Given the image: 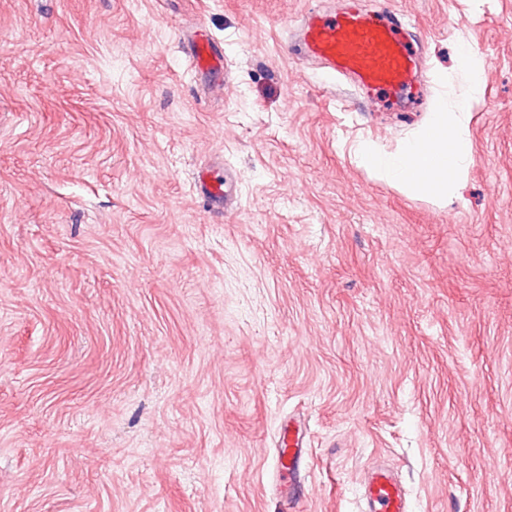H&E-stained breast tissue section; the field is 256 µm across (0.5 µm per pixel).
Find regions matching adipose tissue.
Listing matches in <instances>:
<instances>
[{"label": "adipose tissue", "instance_id": "adipose-tissue-1", "mask_svg": "<svg viewBox=\"0 0 512 512\" xmlns=\"http://www.w3.org/2000/svg\"><path fill=\"white\" fill-rule=\"evenodd\" d=\"M469 115L440 107L430 113L415 138L397 154L376 144H358L355 154L366 169L401 187L436 197H447L448 184L469 164Z\"/></svg>", "mask_w": 512, "mask_h": 512}]
</instances>
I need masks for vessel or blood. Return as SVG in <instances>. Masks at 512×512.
Listing matches in <instances>:
<instances>
[{"mask_svg":"<svg viewBox=\"0 0 512 512\" xmlns=\"http://www.w3.org/2000/svg\"><path fill=\"white\" fill-rule=\"evenodd\" d=\"M300 58L320 63L334 75L353 80L371 99L399 97L416 82L423 68L407 26L396 14L379 15L349 0L340 10L312 11L298 28ZM183 49L199 69L225 71L228 61L223 50L203 30H195ZM195 187L214 209H225L231 190L220 175L199 174ZM280 454L283 485L287 495H295L294 479L299 468V443L285 436ZM366 512H408L402 485L390 470L374 467L365 485Z\"/></svg>","mask_w":512,"mask_h":512,"instance_id":"obj_1","label":"vessel or blood"}]
</instances>
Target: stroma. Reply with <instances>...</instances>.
I'll use <instances>...</instances> for the list:
<instances>
[{
    "label": "stroma",
    "instance_id": "1",
    "mask_svg": "<svg viewBox=\"0 0 512 512\" xmlns=\"http://www.w3.org/2000/svg\"><path fill=\"white\" fill-rule=\"evenodd\" d=\"M361 2L416 25L412 109L296 61L326 0H0V512H359L379 462L409 512H512V0ZM442 104L456 198L357 164ZM186 39V38H185ZM180 42L183 52L198 69H208L227 73L228 61L224 51L204 34L202 26L192 33L188 41ZM194 185L209 207L224 210L227 213V199L231 196V189L227 185L226 178L218 174L200 173ZM280 454V464L282 467L281 476L288 478V482L283 484L285 493L288 498L294 497L297 492V483L295 480V471L299 468L301 448L299 447L298 440L288 434H285Z\"/></svg>",
    "mask_w": 512,
    "mask_h": 512
}]
</instances>
